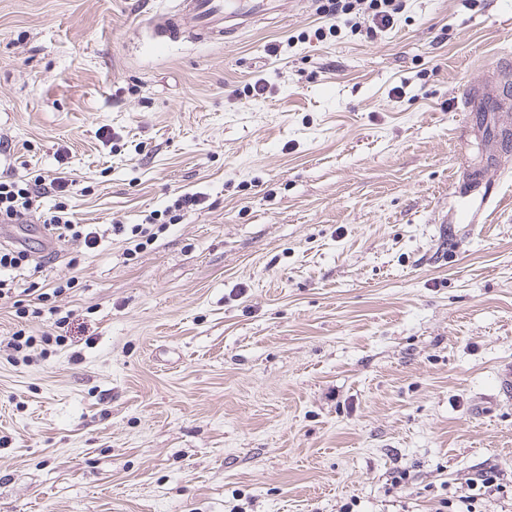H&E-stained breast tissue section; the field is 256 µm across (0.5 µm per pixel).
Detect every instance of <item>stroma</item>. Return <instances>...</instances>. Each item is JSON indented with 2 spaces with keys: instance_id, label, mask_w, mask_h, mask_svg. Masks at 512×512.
Returning a JSON list of instances; mask_svg holds the SVG:
<instances>
[{
  "instance_id": "1",
  "label": "stroma",
  "mask_w": 512,
  "mask_h": 512,
  "mask_svg": "<svg viewBox=\"0 0 512 512\" xmlns=\"http://www.w3.org/2000/svg\"><path fill=\"white\" fill-rule=\"evenodd\" d=\"M318 6L227 44L168 37L164 0H0V177L159 227L0 229L53 257L16 290L76 280L0 300V512H455L487 471L479 512H512V152L485 138L512 110L456 107L512 56V0H402L374 39ZM19 330L63 342L24 361Z\"/></svg>"
}]
</instances>
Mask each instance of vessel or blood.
Instances as JSON below:
<instances>
[{"label": "vessel or blood", "mask_w": 512, "mask_h": 512, "mask_svg": "<svg viewBox=\"0 0 512 512\" xmlns=\"http://www.w3.org/2000/svg\"><path fill=\"white\" fill-rule=\"evenodd\" d=\"M278 0H180L177 9L162 20L168 33L179 32L184 20H192L200 34L220 39L235 38L270 16L281 13ZM462 109L477 113L487 107L512 106L496 84L476 85L464 91Z\"/></svg>", "instance_id": "b4317fda"}]
</instances>
